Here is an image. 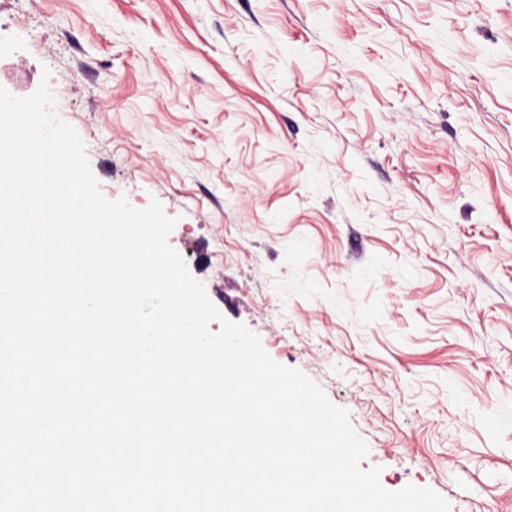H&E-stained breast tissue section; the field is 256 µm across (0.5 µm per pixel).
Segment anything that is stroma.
<instances>
[{"label":"stroma","instance_id":"1","mask_svg":"<svg viewBox=\"0 0 512 512\" xmlns=\"http://www.w3.org/2000/svg\"><path fill=\"white\" fill-rule=\"evenodd\" d=\"M46 70L101 192L162 203L382 488L512 512V0H0V86Z\"/></svg>","mask_w":512,"mask_h":512}]
</instances>
